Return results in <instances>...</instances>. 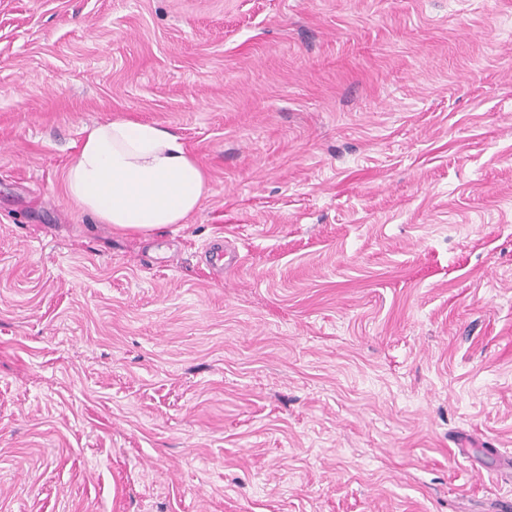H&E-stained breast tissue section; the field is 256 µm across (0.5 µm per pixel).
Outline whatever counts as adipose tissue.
<instances>
[{
    "label": "adipose tissue",
    "mask_w": 512,
    "mask_h": 512,
    "mask_svg": "<svg viewBox=\"0 0 512 512\" xmlns=\"http://www.w3.org/2000/svg\"><path fill=\"white\" fill-rule=\"evenodd\" d=\"M83 133L66 189L114 230L150 235L183 223L206 197L203 169L172 130L115 118L84 127Z\"/></svg>",
    "instance_id": "1"
}]
</instances>
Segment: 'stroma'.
Masks as SVG:
<instances>
[{
  "label": "stroma",
  "instance_id": "1",
  "mask_svg": "<svg viewBox=\"0 0 512 512\" xmlns=\"http://www.w3.org/2000/svg\"><path fill=\"white\" fill-rule=\"evenodd\" d=\"M115 117L185 223L68 196ZM506 499L512 0H0V512ZM83 133L66 189L112 229L150 235L182 224L206 197L205 172L172 130L115 118Z\"/></svg>",
  "mask_w": 512,
  "mask_h": 512
}]
</instances>
